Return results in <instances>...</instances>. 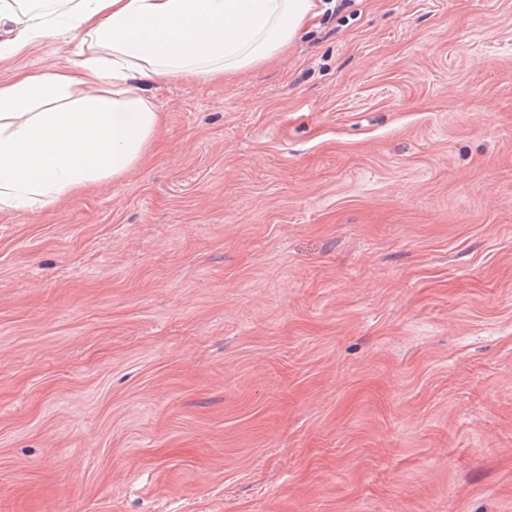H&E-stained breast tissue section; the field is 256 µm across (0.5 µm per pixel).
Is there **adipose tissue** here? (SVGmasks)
<instances>
[{
  "instance_id": "adipose-tissue-1",
  "label": "adipose tissue",
  "mask_w": 512,
  "mask_h": 512,
  "mask_svg": "<svg viewBox=\"0 0 512 512\" xmlns=\"http://www.w3.org/2000/svg\"><path fill=\"white\" fill-rule=\"evenodd\" d=\"M315 0H0V58L69 38L65 64L0 82V212L35 211L141 160L160 80L218 79L292 44Z\"/></svg>"
}]
</instances>
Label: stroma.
<instances>
[{"mask_svg":"<svg viewBox=\"0 0 512 512\" xmlns=\"http://www.w3.org/2000/svg\"><path fill=\"white\" fill-rule=\"evenodd\" d=\"M333 8L0 212V512H512V0Z\"/></svg>","mask_w":512,"mask_h":512,"instance_id":"obj_1","label":"stroma"}]
</instances>
